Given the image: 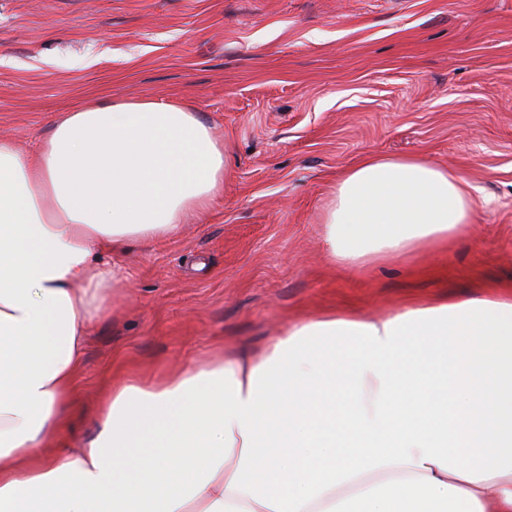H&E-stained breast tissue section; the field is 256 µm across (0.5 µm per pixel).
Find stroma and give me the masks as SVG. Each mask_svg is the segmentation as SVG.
<instances>
[{
	"label": "stroma",
	"instance_id": "stroma-1",
	"mask_svg": "<svg viewBox=\"0 0 512 512\" xmlns=\"http://www.w3.org/2000/svg\"><path fill=\"white\" fill-rule=\"evenodd\" d=\"M190 105L224 190L179 235L113 253L72 442L100 387L259 350L325 312L512 289V0H0V138L31 150L88 101ZM420 155L492 200L466 237L350 266L320 222L366 154Z\"/></svg>",
	"mask_w": 512,
	"mask_h": 512
}]
</instances>
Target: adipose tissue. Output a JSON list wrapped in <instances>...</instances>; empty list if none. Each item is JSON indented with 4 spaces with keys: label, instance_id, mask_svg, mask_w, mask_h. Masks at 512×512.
Masks as SVG:
<instances>
[{
    "label": "adipose tissue",
    "instance_id": "1",
    "mask_svg": "<svg viewBox=\"0 0 512 512\" xmlns=\"http://www.w3.org/2000/svg\"><path fill=\"white\" fill-rule=\"evenodd\" d=\"M198 112L96 100L32 151L0 138V512H512V295L293 324L69 424L93 324L128 280L105 249L177 235L224 189ZM475 199L420 156L365 155L322 214L357 265L464 236Z\"/></svg>",
    "mask_w": 512,
    "mask_h": 512
}]
</instances>
